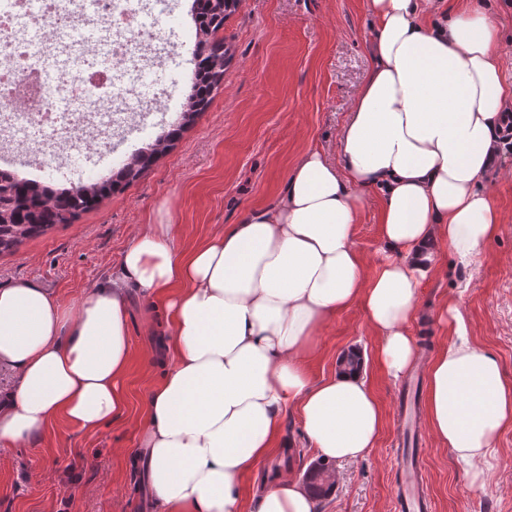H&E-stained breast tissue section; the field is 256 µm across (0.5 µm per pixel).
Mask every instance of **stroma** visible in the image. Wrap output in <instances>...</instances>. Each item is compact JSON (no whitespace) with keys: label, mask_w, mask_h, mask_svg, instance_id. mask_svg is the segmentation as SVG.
I'll use <instances>...</instances> for the list:
<instances>
[{"label":"stroma","mask_w":512,"mask_h":512,"mask_svg":"<svg viewBox=\"0 0 512 512\" xmlns=\"http://www.w3.org/2000/svg\"><path fill=\"white\" fill-rule=\"evenodd\" d=\"M144 2L145 14L172 50L166 66L150 76L171 94L165 108L150 117L160 130L175 121L189 89L192 0ZM372 36L365 0H239L224 23L233 52L224 82L194 125L123 192L74 223L0 255V288L29 279L55 292L69 308L117 268L138 225L171 219L178 226L177 246L190 250L236 223L247 208L271 202L306 147L335 151L337 133L371 65ZM149 138L146 131L129 134L79 164L45 165L41 175L57 184L107 175ZM501 162V170L483 182L503 217L500 233L468 267L449 251L439 253L436 272L420 288L419 317L410 326L420 345L413 372L425 373L433 353L448 343L437 313L454 300L470 339L497 357L512 382V147ZM381 206L378 191L364 192L354 244L368 273L381 247ZM168 332L159 305L132 294L133 360L125 413L90 432L61 418L13 450L9 463L0 465V512H155L145 475L126 451L137 443L147 395L163 370L161 360L148 365L143 356ZM377 343L359 306L337 312L317 338L308 366L311 379H328L344 352L356 348L370 354ZM367 379L383 406L382 432L365 459L337 465V486L320 500L319 512H395L394 489L408 433L422 450L421 476L433 512H512V425L501 432L490 460L492 480L479 489L471 483L468 466L431 434L424 408H417L411 429L401 427L398 399L407 379L391 382L373 365ZM301 428L296 408L286 407L279 450L268 465L242 480L246 512L268 474L280 471L299 479L317 459Z\"/></svg>","instance_id":"1"}]
</instances>
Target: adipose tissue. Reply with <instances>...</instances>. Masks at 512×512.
I'll return each mask as SVG.
<instances>
[{
    "mask_svg": "<svg viewBox=\"0 0 512 512\" xmlns=\"http://www.w3.org/2000/svg\"><path fill=\"white\" fill-rule=\"evenodd\" d=\"M367 7L373 63L336 155L306 149L272 203L190 252L177 249L175 225H140L117 271L75 307L30 280L0 289V369L13 376L0 392L1 464L56 418L93 431L124 412L134 292L161 301L171 328L136 454L156 512H241V479L272 455L290 404L321 457L353 462L375 447L382 407L365 373L316 383L305 364L328 319L355 304L391 381L416 361L408 325L440 249L468 266L499 234L481 184L512 137V76L482 0L438 15L434 0ZM369 189L383 197V249L368 278L353 238ZM438 320L453 337L427 365L426 420L480 487L477 461L512 424V383L468 338L456 302ZM254 509L317 512V502L280 475Z\"/></svg>",
    "mask_w": 512,
    "mask_h": 512,
    "instance_id": "adipose-tissue-1",
    "label": "adipose tissue"
}]
</instances>
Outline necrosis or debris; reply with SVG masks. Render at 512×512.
<instances>
[{"label":"necrosis or debris","mask_w":512,"mask_h":512,"mask_svg":"<svg viewBox=\"0 0 512 512\" xmlns=\"http://www.w3.org/2000/svg\"><path fill=\"white\" fill-rule=\"evenodd\" d=\"M126 0H8L0 9V168L69 163L108 140L143 129L146 114L132 108L139 95L128 70L163 65L155 27L137 24ZM43 32L49 52L67 60L74 75L46 85L32 62L18 21Z\"/></svg>","instance_id":"necrosis-or-debris-1"}]
</instances>
